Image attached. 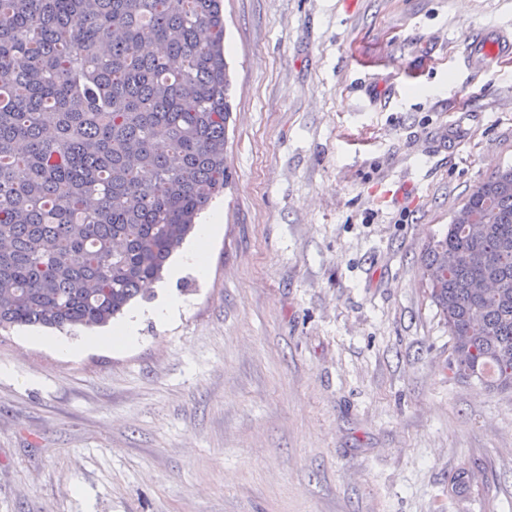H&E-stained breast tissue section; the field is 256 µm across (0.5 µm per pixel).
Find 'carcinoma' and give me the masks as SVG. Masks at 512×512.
Returning a JSON list of instances; mask_svg holds the SVG:
<instances>
[{"mask_svg":"<svg viewBox=\"0 0 512 512\" xmlns=\"http://www.w3.org/2000/svg\"><path fill=\"white\" fill-rule=\"evenodd\" d=\"M220 2L0 0V330L111 326L228 186ZM461 209L421 266L448 369L512 391V165Z\"/></svg>","mask_w":512,"mask_h":512,"instance_id":"obj_1","label":"carcinoma"}]
</instances>
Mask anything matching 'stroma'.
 <instances>
[{
	"label": "stroma",
	"instance_id": "1",
	"mask_svg": "<svg viewBox=\"0 0 512 512\" xmlns=\"http://www.w3.org/2000/svg\"><path fill=\"white\" fill-rule=\"evenodd\" d=\"M231 184L179 319L0 333V512H512V392L453 378L421 276L512 165V0H221ZM470 488L454 492L460 470ZM498 37L496 41L488 38L484 40V30L480 31L475 37H470L466 44V50L463 55L464 63L467 66H483L485 60L496 59L498 63L503 57H507L511 52L510 30L509 27L496 28ZM144 311L141 309H133L128 314L127 319L118 327L112 330V335L117 336L116 340L120 345L133 344L138 338V330L140 321Z\"/></svg>",
	"mask_w": 512,
	"mask_h": 512
}]
</instances>
